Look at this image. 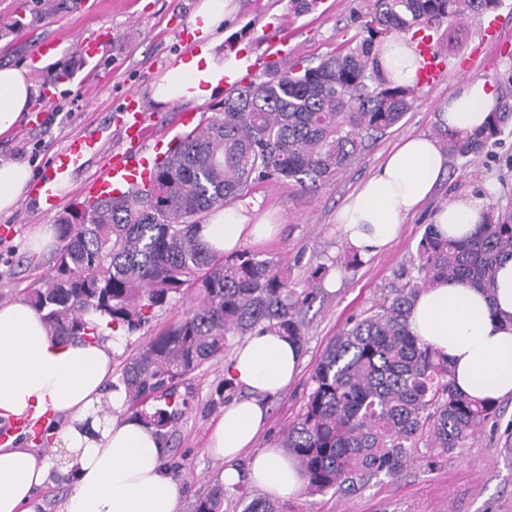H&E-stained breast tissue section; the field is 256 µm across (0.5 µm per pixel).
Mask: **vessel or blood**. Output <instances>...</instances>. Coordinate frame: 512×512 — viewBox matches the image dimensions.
<instances>
[{
    "label": "vessel or blood",
    "instance_id": "vessel-or-blood-1",
    "mask_svg": "<svg viewBox=\"0 0 512 512\" xmlns=\"http://www.w3.org/2000/svg\"><path fill=\"white\" fill-rule=\"evenodd\" d=\"M421 65L418 72V86L422 89L435 88L441 81L446 66L437 57L430 42H422L419 48ZM115 122L124 132L129 144L127 150L113 153L112 161L104 175L91 186L90 196L116 184H132L147 179V171L135 165V150L140 147L145 132L147 116L136 94H128L123 106L115 115ZM99 142L96 136L76 137L69 141L64 149L53 154L46 169L33 181L29 197L38 209L52 212L60 201V187L66 178L82 167L87 155L95 151Z\"/></svg>",
    "mask_w": 512,
    "mask_h": 512
}]
</instances>
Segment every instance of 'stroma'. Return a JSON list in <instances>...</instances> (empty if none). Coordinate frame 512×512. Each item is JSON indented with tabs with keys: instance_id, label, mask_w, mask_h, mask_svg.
<instances>
[{
	"instance_id": "stroma-1",
	"label": "stroma",
	"mask_w": 512,
	"mask_h": 512,
	"mask_svg": "<svg viewBox=\"0 0 512 512\" xmlns=\"http://www.w3.org/2000/svg\"><path fill=\"white\" fill-rule=\"evenodd\" d=\"M199 0H0V68L28 65L36 44L55 34L67 41L55 62L31 75L33 105L41 107L44 89L55 100L49 111L52 121L23 123L0 137V156L28 161L39 173L48 157L61 150L71 137L103 131L96 153L61 188L55 211L43 213L23 200L8 216L0 215V306L24 299L28 290L47 273L51 255L28 261L26 243L42 224H54L67 210L82 202L85 187L107 168L114 152L126 150L123 133L113 126L112 112L130 91L137 92L148 110L142 154L154 158L161 143L186 132L184 115L214 112L224 101L215 94L201 103L158 107L151 97L152 85L186 49L179 31L186 26ZM373 8V0H319L309 13L296 17L289 0H235L234 11L219 29L225 43L233 45L253 64L264 65L273 40H280V55L290 64L308 66L333 52L353 37ZM498 37L482 39L485 17L465 20L468 37L449 47L442 31L432 34V45L446 56L449 71L435 88L422 90L404 118L377 139L367 141L360 157L317 190L305 191L293 182L272 180L256 185L247 201L279 224L274 238L255 244V251L287 260L297 289L315 288L316 297L303 308L305 343L300 373L287 391L267 403L268 423L257 445L276 448L282 432L299 413L309 389L313 369L328 342L346 324L378 303L409 269L435 207L454 196L471 192L493 193L501 207L512 208V137L489 144L485 153L469 164L449 169L422 211L409 217L398 240L375 255H355L343 240L336 215L347 197L364 181L403 138L433 135L437 116L449 94L468 78L486 80L493 88L512 82V0H502L495 13ZM110 31L101 46L97 67L86 65L76 49L83 37ZM192 305L190 296L175 297L158 312L149 327L121 337L114 346L116 360L143 347L152 336L179 321ZM224 362L204 364L181 386L189 409L169 438L166 464L172 469L182 499V512L220 485L223 460L210 451L213 428L232 401L244 398L243 389L220 391ZM49 465L50 481L39 491L35 512H59L71 488L61 460L64 449L33 444ZM285 512H512V398L501 400L499 414L464 448L435 461L417 459L395 478L378 476L365 485L324 495L299 492L283 500Z\"/></svg>"
}]
</instances>
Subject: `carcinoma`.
Returning <instances> with one entry per match:
<instances>
[{
  "instance_id": "1",
  "label": "carcinoma",
  "mask_w": 512,
  "mask_h": 512,
  "mask_svg": "<svg viewBox=\"0 0 512 512\" xmlns=\"http://www.w3.org/2000/svg\"><path fill=\"white\" fill-rule=\"evenodd\" d=\"M501 0H374L359 40L314 66L277 61L263 77L224 98L220 109L179 136L148 182L72 209L58 224L60 247L50 270L26 294L53 336L103 339L95 319L131 336L178 295L198 303L129 357L112 388H124V414L142 418L161 440L187 407L179 386L222 355L231 338L277 331L303 345L299 310L315 292L297 291L281 259L248 248L224 255L198 239V217L244 198L267 180L288 179L311 190L351 165L369 138L409 112L413 87L391 86L374 56L394 32L448 23V47L462 39L455 25L491 14ZM512 134V90L504 89L485 126L436 136L450 166L482 155ZM512 258V210L487 207L479 229L444 239L431 223L417 247L413 271H403L382 302L328 344L311 374L300 414L283 447L301 468L311 494L394 477L425 447L447 454L496 418L492 398L474 399L453 385L448 361L412 335L408 318L419 292L442 278L494 292L498 261ZM214 487L193 512H223ZM245 512H283L254 498Z\"/></svg>"
}]
</instances>
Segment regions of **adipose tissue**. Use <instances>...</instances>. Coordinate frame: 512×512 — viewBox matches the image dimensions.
I'll use <instances>...</instances> for the list:
<instances>
[{
	"mask_svg": "<svg viewBox=\"0 0 512 512\" xmlns=\"http://www.w3.org/2000/svg\"><path fill=\"white\" fill-rule=\"evenodd\" d=\"M232 0H200L190 18L206 42L192 57L177 61L156 82L160 105L204 101L227 76L245 69L247 58L224 57L215 49L218 24ZM382 75L395 85L416 81L418 55L399 35L380 44ZM497 95L486 81H465L444 106L440 120L452 131L480 128L495 108ZM32 90L25 69L0 68V135L27 120ZM448 169L438 142L425 134L404 139L349 195L336 222L343 240L364 254L391 246L407 217L432 196ZM31 168L0 157V214L10 213L26 197ZM484 197L456 196L439 206L432 222L444 237L462 239L483 221ZM277 229L258 205L240 204L211 213L198 232L205 247L231 253L247 241L270 237ZM408 327L447 358L458 392L471 397H512V258L501 261L494 294L468 284L441 280L417 296ZM116 337L97 343L62 342L51 336L41 314L28 302L0 307V421L50 416L64 425L54 438L67 450L65 469L74 487L60 512H179L180 495L163 465L165 448L141 419L123 415V390H109ZM302 350L288 337L254 331L224 363V375L249 392L244 401L225 406L210 448L223 460L225 486L248 482L272 498L294 497L305 477L281 449H255L266 421L264 397L278 394L295 380ZM114 417H98L101 402ZM246 468H238L241 456ZM49 466L14 441L0 444V512H31L36 488Z\"/></svg>",
	"mask_w": 512,
	"mask_h": 512,
	"instance_id": "ef3b65f1",
	"label": "adipose tissue"
}]
</instances>
